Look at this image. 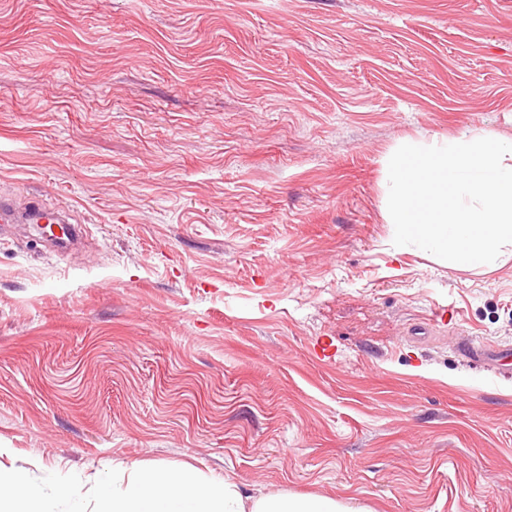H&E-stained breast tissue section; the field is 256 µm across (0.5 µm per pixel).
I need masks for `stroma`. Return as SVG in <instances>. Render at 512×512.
Listing matches in <instances>:
<instances>
[{
    "mask_svg": "<svg viewBox=\"0 0 512 512\" xmlns=\"http://www.w3.org/2000/svg\"><path fill=\"white\" fill-rule=\"evenodd\" d=\"M512 139V0H0V464L512 512V260L393 243L404 139ZM445 321L432 323L434 312ZM0 220L4 224H9L10 222H22L24 224H39L38 227L41 230H44L50 224H53V229H56L55 224H63L64 222L60 220L54 212H49L40 209H29L25 213L18 215L9 199L1 198L0 200ZM45 234V231H41Z\"/></svg>",
    "mask_w": 512,
    "mask_h": 512,
    "instance_id": "1",
    "label": "stroma"
}]
</instances>
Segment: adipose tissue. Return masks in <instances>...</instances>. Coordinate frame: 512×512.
I'll return each mask as SVG.
<instances>
[{
    "instance_id": "ef3b65f1",
    "label": "adipose tissue",
    "mask_w": 512,
    "mask_h": 512,
    "mask_svg": "<svg viewBox=\"0 0 512 512\" xmlns=\"http://www.w3.org/2000/svg\"><path fill=\"white\" fill-rule=\"evenodd\" d=\"M95 512H355L336 499L278 493L244 495L231 476L210 477L187 465L148 469L119 463L111 481L95 483ZM71 484L35 480L28 470L0 464V512H54L71 498Z\"/></svg>"
}]
</instances>
